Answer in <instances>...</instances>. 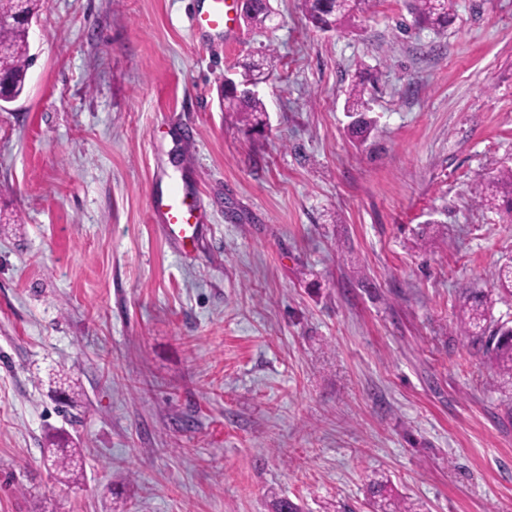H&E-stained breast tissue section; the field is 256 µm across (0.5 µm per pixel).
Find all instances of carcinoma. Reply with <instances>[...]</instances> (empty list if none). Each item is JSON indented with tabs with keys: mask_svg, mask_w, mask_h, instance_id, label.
<instances>
[{
	"mask_svg": "<svg viewBox=\"0 0 512 512\" xmlns=\"http://www.w3.org/2000/svg\"><path fill=\"white\" fill-rule=\"evenodd\" d=\"M369 0H304L306 15L311 23L323 30L337 29L351 17L354 10ZM454 0H413L412 11L415 21L438 31L448 27ZM46 0H5L0 3V13L13 15L24 8L27 18L39 15ZM33 61L29 42L27 22L20 21L11 28L0 31V101L22 96L28 69ZM365 81L354 80L348 87L345 109L351 121L348 125L350 137L363 143L374 130L375 121L368 116L369 100L366 99ZM224 102L239 113L247 125H258L266 112L259 93L238 96L224 92ZM494 175L485 189L480 192V202L487 207H500L502 203L512 204V166L499 165L493 168ZM493 288L501 299L512 300V257L500 264L493 273ZM491 301L482 291L469 292L463 296L456 317V330L469 340L471 346L490 355L496 376L501 384L512 386V327L495 325L489 320ZM59 395L63 403L71 408L80 406L83 388L78 379L60 369L56 374L55 387L50 389ZM43 466L56 473L59 483L69 487L82 477L81 449L57 448L55 441L43 449ZM370 503L375 512H409L400 509L399 503L388 495L387 482L373 479L368 484Z\"/></svg>",
	"mask_w": 512,
	"mask_h": 512,
	"instance_id": "obj_1",
	"label": "carcinoma"
}]
</instances>
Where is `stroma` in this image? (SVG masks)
Segmentation results:
<instances>
[{"label": "stroma", "instance_id": "obj_1", "mask_svg": "<svg viewBox=\"0 0 512 512\" xmlns=\"http://www.w3.org/2000/svg\"><path fill=\"white\" fill-rule=\"evenodd\" d=\"M201 0H48L0 111V512H512V419L459 299L512 256L479 205L512 164V0H407L343 27L271 0L276 28L192 26ZM262 63L267 110L223 109ZM367 70L376 127L344 110ZM202 207L166 237L155 194ZM86 397L61 409L51 370ZM83 451L59 484L47 434ZM454 0H414L412 11L418 24L438 31L448 27ZM257 85L248 78L236 80L234 78H224V90H233L235 93L255 92L253 88ZM242 87V88H241ZM233 92L224 91V102L234 108L239 113L241 121L246 125H258L261 123V116L266 112L263 100L259 96V92L251 95L238 96ZM345 109L351 121L348 125L350 137L357 143H364L374 130L375 121L368 116L369 99H366L365 80H352L346 91ZM368 491L370 495V503L372 504L374 511L377 512H409L404 508L400 509L399 501L395 502V499L388 495L387 482L382 479H373L368 484ZM393 507V508H391Z\"/></svg>", "mask_w": 512, "mask_h": 512}]
</instances>
